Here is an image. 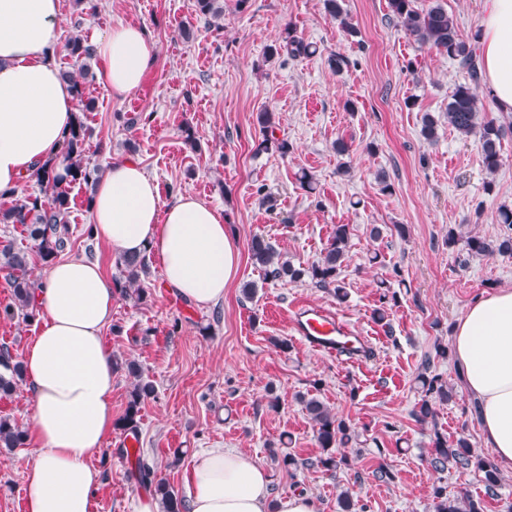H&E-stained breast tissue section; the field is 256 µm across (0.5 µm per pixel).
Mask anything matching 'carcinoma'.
<instances>
[{
  "label": "carcinoma",
  "instance_id": "obj_1",
  "mask_svg": "<svg viewBox=\"0 0 512 512\" xmlns=\"http://www.w3.org/2000/svg\"><path fill=\"white\" fill-rule=\"evenodd\" d=\"M392 16L407 35L415 42L448 56L465 71L469 83L455 88L448 100V111L444 118L448 127L461 138L476 142L483 168L493 174L501 166V140L506 132L512 131V122L505 125L483 112L478 86L481 81L477 63L476 46L478 36L464 37L453 16L441 5L418 9L414 0H388ZM325 9L332 19L348 33L354 32L347 12L340 0H325ZM199 14L219 19L224 14L220 0H196ZM67 55L79 66V73L69 70L61 72V77L69 82L75 91V98L83 102L88 77L91 76L90 61L95 57L94 48L80 37H74L66 44ZM316 52L313 46L298 38L289 28L279 42L268 46L266 57L285 55L291 59L308 57ZM92 135L82 118L70 129L62 142L60 160L52 165H42L26 178L40 187L37 192H28L22 187L0 191V224H20L26 228L31 248L18 247L9 239L0 242V270L6 272V280L12 288L15 306L3 309V315L14 317L15 309L23 311L26 320L32 321L37 315L32 279L34 258L45 264L52 263L69 245L67 217L70 212L69 188L73 184H96L103 166L84 159V146ZM261 149L288 155L292 145L285 139L270 135L261 143ZM496 222L501 224V232L492 237L471 235L465 246L473 256L498 254L512 257V206L503 204L497 210ZM350 226L338 224L325 248L323 256L308 265H294L284 259L280 252L267 240L256 237L250 245L254 263L263 271L267 280L290 282H310L318 288H331L336 297L344 299V286L340 279L341 269L346 261ZM120 276L114 286L125 297H136L141 301L146 292L140 288L141 278L149 275V263L142 254H125L118 258ZM133 378L129 401L124 415L117 426L124 430L137 428L140 405L154 396L152 381L143 377L140 367L134 362L119 363ZM423 397L413 410L415 420L425 425L435 421L436 403L452 399V389L437 375L429 374L428 365L416 377ZM24 381L22 363L11 356L7 347L0 348V396L11 394ZM300 402L313 423L321 454L310 465L326 471L335 470L345 463V458L337 457L335 449L351 443H358L359 434L345 419L336 415L315 397L300 398ZM27 431L7 416H0V447L20 448L25 445ZM430 465L436 471H443L452 464L462 469H473L483 474L485 494L492 496L500 486L501 478L495 465L487 458L475 453L467 438L460 437L455 444L448 445V437L433 429L431 437ZM134 475L137 481L150 488L162 504L164 512H186L184 500L178 498L167 481L157 477L156 471L142 458H137ZM435 512H483L481 499H475L467 492L455 496L448 495L446 488L437 486L433 490Z\"/></svg>",
  "mask_w": 512,
  "mask_h": 512
}]
</instances>
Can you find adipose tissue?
I'll list each match as a JSON object with an SVG mask.
<instances>
[{
  "instance_id": "obj_1",
  "label": "adipose tissue",
  "mask_w": 512,
  "mask_h": 512,
  "mask_svg": "<svg viewBox=\"0 0 512 512\" xmlns=\"http://www.w3.org/2000/svg\"><path fill=\"white\" fill-rule=\"evenodd\" d=\"M60 0H0V191L17 187L57 160L76 116L74 93L58 73ZM482 65L500 111L512 112V0H487ZM92 44L113 97L136 90L157 60L156 44L138 26L119 23ZM93 234L115 255L145 253L165 285L208 306L224 298L236 275L238 240L223 213L191 193L162 203L139 162L112 157L91 207ZM116 291L102 266L64 257L35 290L40 325L24 354L33 407L35 456L25 473L26 512H91L102 472L90 459L115 421L117 368L103 330ZM465 388L480 402L483 440L497 464L512 470V289L477 299L452 339ZM189 512H319L307 494L272 497L266 469L235 448H210L192 468Z\"/></svg>"
}]
</instances>
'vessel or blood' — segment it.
Masks as SVG:
<instances>
[{"mask_svg": "<svg viewBox=\"0 0 512 512\" xmlns=\"http://www.w3.org/2000/svg\"><path fill=\"white\" fill-rule=\"evenodd\" d=\"M290 326L310 349L334 360H362L367 344L336 312L322 306L299 304L293 310Z\"/></svg>", "mask_w": 512, "mask_h": 512, "instance_id": "obj_1", "label": "vessel or blood"}]
</instances>
